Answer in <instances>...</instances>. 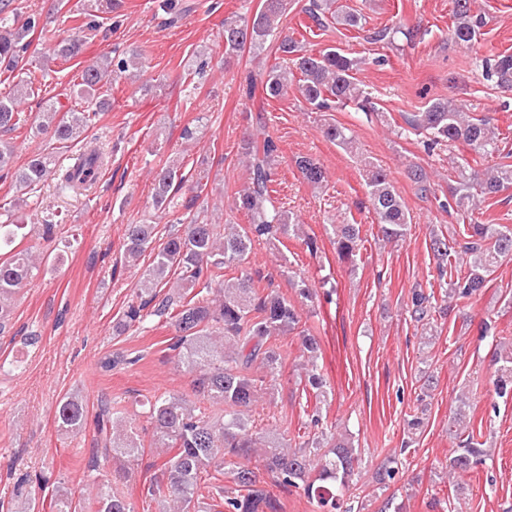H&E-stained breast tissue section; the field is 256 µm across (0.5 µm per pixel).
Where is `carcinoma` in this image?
<instances>
[{"label":"carcinoma","mask_w":512,"mask_h":512,"mask_svg":"<svg viewBox=\"0 0 512 512\" xmlns=\"http://www.w3.org/2000/svg\"><path fill=\"white\" fill-rule=\"evenodd\" d=\"M452 38L461 45L477 41L484 26L482 17L473 14L471 0H453ZM288 9V0H261L250 18L224 19V54L245 48L259 56L266 50L268 37L279 28ZM306 15L319 27L333 20L345 26L362 27L363 15L336 0H309ZM17 8L13 0H0V70L13 72L24 61L27 33L45 31L41 14L32 13L16 25ZM87 37L63 40L55 44L52 59L69 61L79 56ZM277 51L289 64L274 66L269 71L251 74L247 94L262 84L269 97H280L288 89H297L313 109L331 112L350 103L364 101L355 73L362 59L347 56L333 48L318 52L304 49L288 35L279 36ZM140 53L123 57L102 55L87 64L76 84V96L94 106L91 112L72 110L64 115L48 104L37 115L36 129L60 143L79 139L86 133L96 115L112 107L111 99L100 89L122 78L138 65ZM486 77L501 87L512 88V54L503 53L482 60ZM32 92L28 82L17 83L11 93L0 97V175L11 176L22 189L34 190L48 178L57 181L62 193H78L94 184L105 162L103 153L92 148L71 165H63L50 154L34 156L23 167L14 166V149L3 136L15 131L22 122L17 106ZM409 128L429 137L431 143H461L483 155L499 151L498 137L490 122L476 118L445 99L431 100L424 111L407 118ZM326 137L344 149L356 144L347 128L329 124ZM248 159V184L233 199L236 209L250 217V224L221 226L198 215L190 206L179 214L178 192L188 182L181 162L173 160L157 174L152 188L153 208L175 216L177 228L167 240L153 247L157 225L143 222L128 224L123 234V265L137 268L145 253L152 260L140 275L122 314L112 326L115 336H123L131 328L143 325L150 316L165 317L176 336L171 345L177 367L190 375L191 394L164 392L141 403L143 414L151 426L150 447L162 458L159 473L146 489V498L155 504L156 512H284V504L269 490L260 468L275 474V484L303 486L308 498L325 512H353L354 506L344 500L360 458L348 440L329 442L323 436H312L294 447L288 432L263 428L252 419V407L273 395L272 382L281 371L282 359L272 344L274 336L298 329L301 321L294 303L273 292L261 293L251 275L224 277V269L243 266L252 243L271 240L279 234H302L284 207L271 197L269 183L278 152L276 141L264 131L251 133L241 144ZM307 183L321 186L325 182L323 168L312 159L296 161ZM363 176L369 201L376 216L382 240L404 236L408 212L395 192L387 172L370 160H363ZM512 184V164L501 163L483 174H466L461 169L451 200L441 207L466 208L475 199L498 193ZM362 242L357 224L336 227V252L340 259L351 261ZM445 236L431 238L429 248L438 261L440 275H445L444 262L451 256L465 261L468 273L450 280L449 297L469 300L486 286L487 277L496 264L512 257V229L502 224H469L465 241ZM37 255L26 249L0 259V332L6 328L14 299L21 289L39 274ZM435 311L431 295L421 288L411 295V317L422 322ZM302 353L307 355L305 387L315 397L327 395V382L317 372V339L301 336ZM136 359L123 353L108 354L100 361L106 372L119 365L133 364ZM259 365L264 375L251 374ZM494 385L500 394L512 385V355L495 370ZM58 427L78 434L85 429L87 404L78 394H68L55 407ZM97 447L91 450L86 477L94 497L74 499L72 490L62 482H50L44 473L17 475L14 491L21 501L36 502V495L51 489V512H134L132 503L112 483L101 462L123 460L122 477L133 475L131 465L143 453L139 435L127 417L112 411V401L103 399L94 416ZM484 449L467 436L460 441L450 459V470L467 472L482 462ZM399 467L390 460L375 472L377 483L384 487L400 480ZM228 476L230 484H215L219 476Z\"/></svg>","instance_id":"carcinoma-1"}]
</instances>
